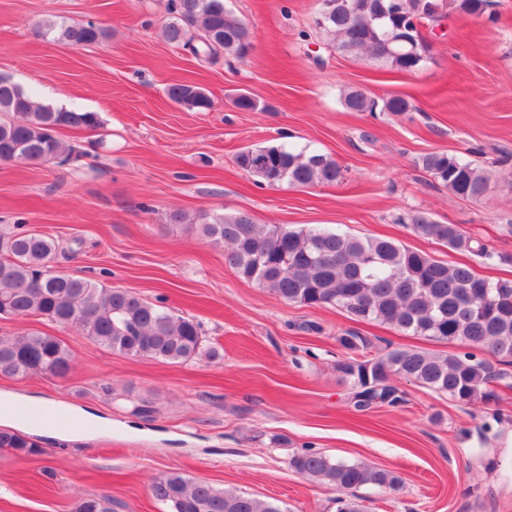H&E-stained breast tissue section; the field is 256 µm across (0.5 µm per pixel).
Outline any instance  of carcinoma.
<instances>
[{
    "mask_svg": "<svg viewBox=\"0 0 512 512\" xmlns=\"http://www.w3.org/2000/svg\"><path fill=\"white\" fill-rule=\"evenodd\" d=\"M490 5L491 0H318L313 23L338 51L363 54L381 66L411 73L429 59L432 40L438 37L435 16L477 18ZM168 14L165 39L199 60L208 61L221 52L243 60L252 50L249 24L224 0H168ZM37 29L41 37L73 47L98 43L106 35L92 22L45 21ZM167 95L189 112L212 105L194 83L173 84ZM342 103L350 112L411 110L403 97L379 98L363 89L346 91ZM101 126L98 113L39 103L0 75V163L66 165L75 149L56 136L57 130ZM235 162L269 186L311 188L343 177L336 159L317 149L246 148ZM415 166L463 200L477 202L491 190L490 173L457 153L427 152L415 159ZM397 222L409 225L419 238L488 264L512 263V255L495 251L456 224H440L425 212L400 214ZM198 230L205 241L224 247L225 261L238 276L285 301L313 308L335 306L356 322L387 325L404 334L468 348L463 354L398 348L366 360L348 358L338 369L352 382L359 408L395 404L394 378L411 380L464 404L488 401L495 397L490 382L496 371L476 351L512 364V278L484 277L466 264L439 261L383 237L258 224L246 212L201 214ZM58 251L59 244L50 236L0 234L1 318L40 317L74 327L101 346L131 357L171 364L202 356L210 361L220 358L216 347L206 345L194 319L176 315L130 289L53 270ZM70 370V352L54 336L37 330L0 336L1 375L64 378ZM0 451L26 457L41 448L17 431L1 429ZM291 467L339 491L364 485L395 489L402 483L393 471L337 461L311 449L295 453ZM150 491L169 512H282L274 502L193 481L178 471L156 476ZM75 512H113L112 499L85 497Z\"/></svg>",
    "mask_w": 512,
    "mask_h": 512,
    "instance_id": "1",
    "label": "carcinoma"
}]
</instances>
